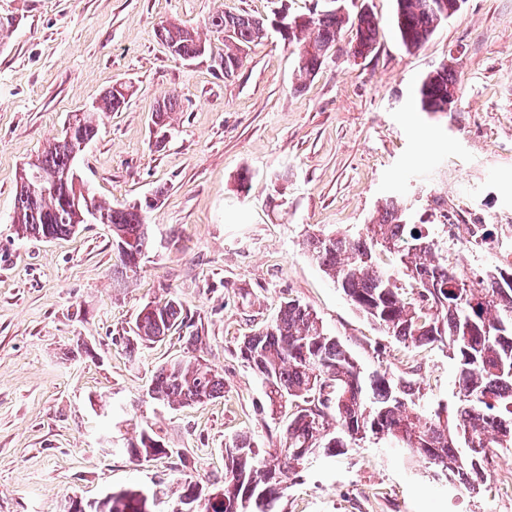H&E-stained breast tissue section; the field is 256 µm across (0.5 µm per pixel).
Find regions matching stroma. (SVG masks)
<instances>
[{
  "mask_svg": "<svg viewBox=\"0 0 512 512\" xmlns=\"http://www.w3.org/2000/svg\"><path fill=\"white\" fill-rule=\"evenodd\" d=\"M314 0H0V512H68L121 489L224 475V441L278 444L280 421L236 355L242 336L290 299L310 306L365 373L397 378L419 366L422 405L454 406L458 368L436 347H404L346 300L304 242L319 231L365 232L386 200L417 224L466 215L492 237L512 232V0H464L419 49L393 26L394 0H346L374 13V53L341 40L319 72L300 79L297 50L270 32L225 77L215 12L273 18ZM197 31L204 54L183 61L160 24ZM460 84L451 112L421 111L417 87L441 63ZM126 105L97 118L79 170L96 200L154 195L151 245L136 275L112 274L106 224L51 241L19 238L18 174L60 136L73 114L113 85ZM178 96L171 135L153 123ZM248 175L247 189L239 178ZM178 299L190 326L128 350L141 308ZM206 339L195 347L193 335ZM204 358L223 397L170 407L149 398L157 369ZM173 453L135 462L123 452L143 427ZM109 433L113 448L100 442ZM278 512H512V450L479 491L433 477L412 452L367 440L316 456L291 476Z\"/></svg>",
  "mask_w": 512,
  "mask_h": 512,
  "instance_id": "obj_1",
  "label": "stroma"
}]
</instances>
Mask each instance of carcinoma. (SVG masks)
<instances>
[{"label": "carcinoma", "mask_w": 512, "mask_h": 512, "mask_svg": "<svg viewBox=\"0 0 512 512\" xmlns=\"http://www.w3.org/2000/svg\"><path fill=\"white\" fill-rule=\"evenodd\" d=\"M461 0H396L394 25L402 44L419 48L459 8ZM340 0H325L314 18L315 34L301 28L285 37L298 48L300 76L315 75L342 29H355L350 52L367 57L376 49L382 28L374 14L355 17L339 9ZM208 25L224 34V76L241 66L243 48L259 39L254 17L211 15ZM158 38L173 55L190 60L205 46L197 32L162 24ZM460 88L451 67L443 63L428 72L418 86L421 110L436 112ZM128 92L119 85L107 91L94 110L72 116L64 134L53 139L27 166L64 170L72 153L98 134L96 112H117ZM180 110L173 96L163 98L155 124L170 125ZM79 189L72 182L48 192L15 195L16 234L23 238L59 239L74 232L68 212ZM83 206L112 227L118 257L115 274L137 272L139 259L150 244L146 210L135 205L104 206L94 197ZM312 259L360 313L380 331L413 346L452 350L459 371V398L453 409L422 410L416 403L417 382L394 381L386 374L363 375L347 347L328 333L316 313L298 300L281 307L276 318L237 344V355L253 370L266 396L271 418L288 412L279 447L260 452L256 441L238 434L224 442V481L204 487L179 483L177 504L195 512H276L288 475L311 455L334 456L366 438L390 439L408 448L448 479L475 490L486 479L489 459L512 447V267L496 268L480 282L467 284L448 266L434 239L412 224L396 199L385 203L367 225L366 233L347 236L323 232L307 239ZM393 256L395 265H380L378 252ZM149 316H137L126 344L151 343L182 329L187 313L173 298L158 301ZM151 399L169 406L203 404L224 396V376L196 357L162 365L152 380ZM126 451L131 459L150 460L167 454V442L153 429H144ZM169 497L163 487L146 493L123 490L94 503L93 512H144L143 496Z\"/></svg>", "instance_id": "cac0c4a2"}]
</instances>
